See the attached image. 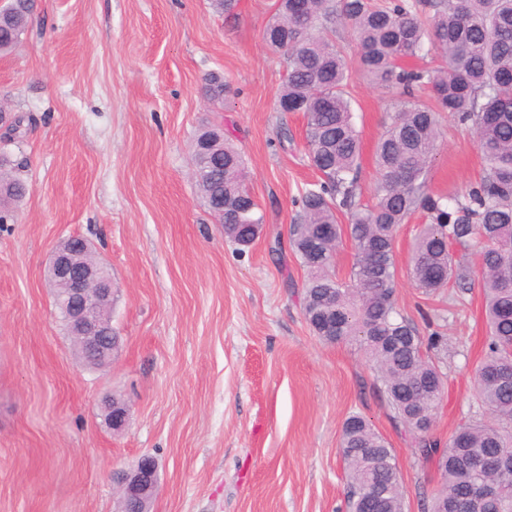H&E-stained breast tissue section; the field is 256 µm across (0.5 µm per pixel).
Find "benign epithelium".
I'll return each mask as SVG.
<instances>
[{"label":"benign epithelium","mask_w":512,"mask_h":512,"mask_svg":"<svg viewBox=\"0 0 512 512\" xmlns=\"http://www.w3.org/2000/svg\"><path fill=\"white\" fill-rule=\"evenodd\" d=\"M76 235L62 240L51 254L49 276L62 286L58 303L70 323L71 335L82 352L85 365L112 362L119 340L112 339L111 321L104 310L112 307V278L101 274L102 265L89 259L79 260L71 248ZM106 425L119 431L128 423L129 406L107 396L101 401ZM111 479L117 496L134 512H142L154 497L159 481V463L149 454L140 456L128 467L112 470Z\"/></svg>","instance_id":"7a95c632"}]
</instances>
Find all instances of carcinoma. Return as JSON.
<instances>
[{"label":"carcinoma","mask_w":512,"mask_h":512,"mask_svg":"<svg viewBox=\"0 0 512 512\" xmlns=\"http://www.w3.org/2000/svg\"><path fill=\"white\" fill-rule=\"evenodd\" d=\"M37 0L0 6V54L20 42L35 17ZM352 31L360 68L378 84L400 89V99L375 149L374 199L357 200L362 140L354 122L352 71L333 35L336 23ZM267 47L284 57L281 112L305 114L307 155L319 180L305 188L289 228V246L307 271L303 314L327 343L363 351L395 421L414 436L420 458L441 453L444 482L431 512H512V0H275L263 30ZM432 52L442 65L407 68ZM230 86L204 79L202 96L224 101ZM468 126L479 146L483 174L451 197L432 193L427 174L445 117ZM0 138V224L28 193L10 174ZM242 151L215 127L194 147L197 188L211 214L238 243L255 241L264 223L244 182ZM425 216L409 275L425 295L446 288L464 304L472 272L453 251L475 249L489 329L487 357L474 374V393L490 419L466 423L439 449L431 440L445 382L432 353L440 333L421 336L395 303L394 242L399 225ZM347 223L338 222V215ZM348 238L354 259L348 278L333 271L334 254ZM340 455L348 486V512H403L405 491L394 450L364 417L343 424Z\"/></svg>","instance_id":"carcinoma-1"}]
</instances>
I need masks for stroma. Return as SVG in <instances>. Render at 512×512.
I'll use <instances>...</instances> for the list:
<instances>
[{
    "instance_id": "obj_1",
    "label": "stroma",
    "mask_w": 512,
    "mask_h": 512,
    "mask_svg": "<svg viewBox=\"0 0 512 512\" xmlns=\"http://www.w3.org/2000/svg\"><path fill=\"white\" fill-rule=\"evenodd\" d=\"M274 0H238L225 19L210 0H38L22 42L0 55V102L25 116L10 150L30 193L0 224V512H116L113 468L148 453L159 462L153 512H347L339 448L345 419L366 416L393 448L405 512H427L433 463L395 424L375 372L355 346L322 342L302 313L306 272L287 238L295 200L316 180L306 118L279 111L282 58L262 31ZM354 68L362 137L360 200L372 201L373 153L398 100ZM232 89L205 107L203 78ZM223 126L244 154L264 215L256 241L224 236L192 178L202 124ZM482 173L476 140L449 121L428 172L454 195ZM421 215L400 225L396 304L438 330L447 377L431 432L486 419L473 396L488 353L480 286L447 308L407 277ZM72 234L90 239L112 274L120 348L87 369L57 314L47 267ZM130 408L109 429L100 399Z\"/></svg>"
}]
</instances>
